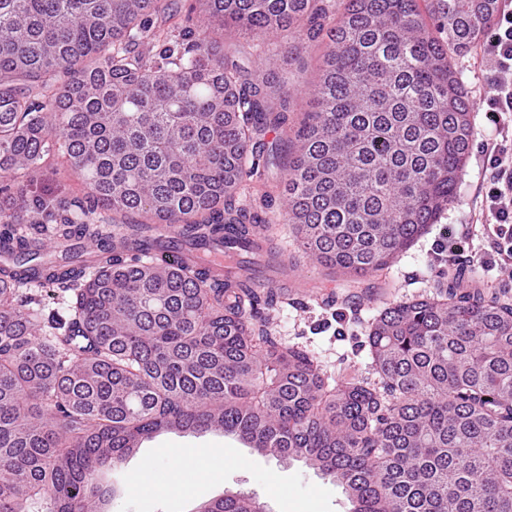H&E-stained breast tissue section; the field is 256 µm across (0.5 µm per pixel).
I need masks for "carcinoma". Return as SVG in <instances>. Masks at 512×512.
I'll return each instance as SVG.
<instances>
[{
    "label": "carcinoma",
    "instance_id": "obj_1",
    "mask_svg": "<svg viewBox=\"0 0 512 512\" xmlns=\"http://www.w3.org/2000/svg\"><path fill=\"white\" fill-rule=\"evenodd\" d=\"M341 4L190 0L181 17L170 0H0V512H105L103 469L155 434L212 430L304 460L352 512H512L507 296L459 269L387 302L367 334L378 380L331 378L249 314L271 289L125 251L151 224L224 241L269 166L298 249L333 271L377 275L437 223L472 148L454 60L499 0ZM231 30L268 58L328 38L299 126L291 92L224 47ZM51 156L84 197L30 192Z\"/></svg>",
    "mask_w": 512,
    "mask_h": 512
}]
</instances>
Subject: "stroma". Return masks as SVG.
Segmentation results:
<instances>
[{"mask_svg":"<svg viewBox=\"0 0 512 512\" xmlns=\"http://www.w3.org/2000/svg\"><path fill=\"white\" fill-rule=\"evenodd\" d=\"M236 56L250 62L271 82L285 85L296 99L300 112L312 110L310 95L319 81L322 65L315 40H303L296 60L273 65L264 61L259 39L234 36L230 40ZM282 171H265L261 180L250 183L239 194L265 223L276 225L281 247L287 249L309 274L335 280L333 304L300 307L280 303L270 309V326L284 342L303 347L323 372L336 375L347 369L358 376L371 374V358L366 335L383 300L399 301L432 291L437 280L447 275V261L432 262L430 249L443 227L458 228L471 223L479 208L478 193L485 171L477 153H470L455 200L433 224L382 276L371 278L376 293L351 287L345 277L312 261L293 246L288 227L281 222L285 206ZM151 463L154 491L132 493L131 482L144 463ZM108 483L122 492L109 504L110 512H194L203 501L243 491L266 502L270 512H350L351 504L343 488L301 460L263 457L253 448L221 432L202 435L167 432L160 434L129 456L106 476Z\"/></svg>","mask_w":512,"mask_h":512,"instance_id":"obj_1","label":"stroma"}]
</instances>
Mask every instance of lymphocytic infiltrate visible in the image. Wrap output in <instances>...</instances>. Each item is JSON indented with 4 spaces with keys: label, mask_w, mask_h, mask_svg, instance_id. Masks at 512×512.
I'll return each mask as SVG.
<instances>
[{
    "label": "lymphocytic infiltrate",
    "mask_w": 512,
    "mask_h": 512,
    "mask_svg": "<svg viewBox=\"0 0 512 512\" xmlns=\"http://www.w3.org/2000/svg\"><path fill=\"white\" fill-rule=\"evenodd\" d=\"M481 59L488 83L480 99L498 136L486 141L480 160L487 174L481 188L477 221L483 222V264L512 272V0H503Z\"/></svg>",
    "instance_id": "1"
}]
</instances>
